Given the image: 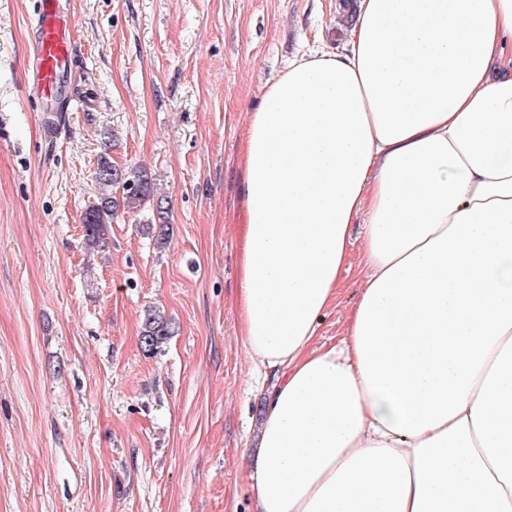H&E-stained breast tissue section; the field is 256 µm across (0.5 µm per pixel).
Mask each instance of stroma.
Wrapping results in <instances>:
<instances>
[{"label": "stroma", "mask_w": 512, "mask_h": 512, "mask_svg": "<svg viewBox=\"0 0 512 512\" xmlns=\"http://www.w3.org/2000/svg\"><path fill=\"white\" fill-rule=\"evenodd\" d=\"M338 6L64 0L77 60L53 101L22 77L39 0H0V512H255L271 375L239 334L240 141L267 82L343 48ZM103 153L153 174L166 245L147 202L87 246ZM358 270L354 246L316 344L343 339ZM150 307L177 331L146 353Z\"/></svg>", "instance_id": "1"}]
</instances>
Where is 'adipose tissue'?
<instances>
[{
	"instance_id": "ef3b65f1",
	"label": "adipose tissue",
	"mask_w": 512,
	"mask_h": 512,
	"mask_svg": "<svg viewBox=\"0 0 512 512\" xmlns=\"http://www.w3.org/2000/svg\"><path fill=\"white\" fill-rule=\"evenodd\" d=\"M241 144L257 512H512V0H358ZM363 221L345 337L314 347Z\"/></svg>"
}]
</instances>
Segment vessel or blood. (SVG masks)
Segmentation results:
<instances>
[{
	"mask_svg": "<svg viewBox=\"0 0 512 512\" xmlns=\"http://www.w3.org/2000/svg\"><path fill=\"white\" fill-rule=\"evenodd\" d=\"M61 0H41L40 11L31 26L29 54L33 60L25 75L47 97L59 89L60 78L76 51V43L62 11Z\"/></svg>",
	"mask_w": 512,
	"mask_h": 512,
	"instance_id": "obj_1",
	"label": "vessel or blood"
}]
</instances>
